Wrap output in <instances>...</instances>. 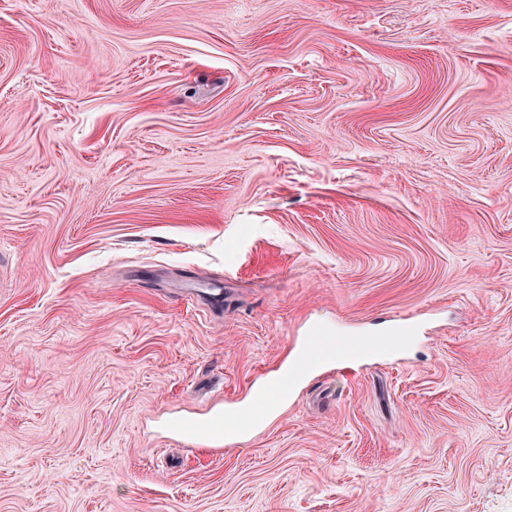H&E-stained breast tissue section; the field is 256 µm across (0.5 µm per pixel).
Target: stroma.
Here are the masks:
<instances>
[{"instance_id": "obj_1", "label": "stroma", "mask_w": 512, "mask_h": 512, "mask_svg": "<svg viewBox=\"0 0 512 512\" xmlns=\"http://www.w3.org/2000/svg\"><path fill=\"white\" fill-rule=\"evenodd\" d=\"M0 512H512V0H0Z\"/></svg>"}]
</instances>
